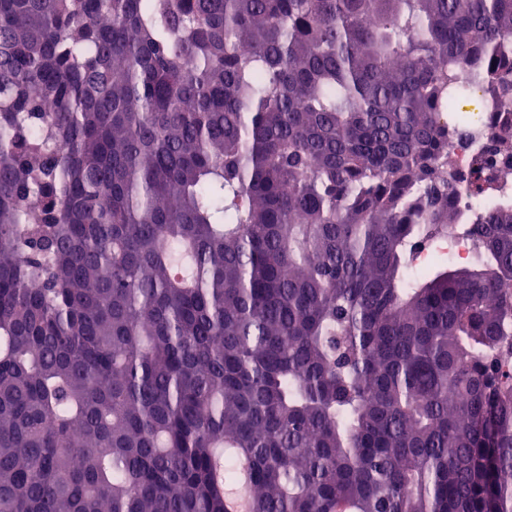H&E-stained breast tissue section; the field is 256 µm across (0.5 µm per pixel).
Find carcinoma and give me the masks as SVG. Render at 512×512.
<instances>
[{
    "instance_id": "cac0c4a2",
    "label": "carcinoma",
    "mask_w": 512,
    "mask_h": 512,
    "mask_svg": "<svg viewBox=\"0 0 512 512\" xmlns=\"http://www.w3.org/2000/svg\"><path fill=\"white\" fill-rule=\"evenodd\" d=\"M475 81L512 0H0V512H512ZM446 245V249L448 250V253H444L443 250V243ZM442 242L438 243L435 247L424 250L421 249L418 251L420 254L419 257L424 253V261L423 266L424 268L429 264V262L432 259H435L436 263L437 261L447 259L451 262H455L458 264H467L471 262L472 257L471 253L468 248V244L465 239L460 237L456 231V225L450 224L448 225V232L446 233L445 237L442 239ZM433 263V264H434Z\"/></svg>"
}]
</instances>
